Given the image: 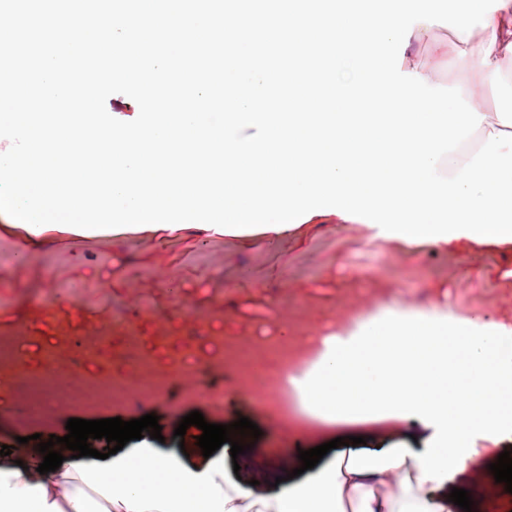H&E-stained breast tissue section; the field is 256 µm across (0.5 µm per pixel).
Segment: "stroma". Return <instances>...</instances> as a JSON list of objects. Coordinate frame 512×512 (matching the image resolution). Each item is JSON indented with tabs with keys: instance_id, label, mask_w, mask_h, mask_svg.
I'll list each match as a JSON object with an SVG mask.
<instances>
[{
	"instance_id": "stroma-1",
	"label": "stroma",
	"mask_w": 512,
	"mask_h": 512,
	"mask_svg": "<svg viewBox=\"0 0 512 512\" xmlns=\"http://www.w3.org/2000/svg\"><path fill=\"white\" fill-rule=\"evenodd\" d=\"M406 61L432 86L459 89L490 123L496 122L504 96L512 94V61L500 62L495 73H487L485 63L471 56L455 28L445 23H428L425 34L407 48ZM43 235L55 245L37 259L42 281L54 291L67 289L80 296L88 320L105 312L100 283L112 276L125 281L118 301L133 294L150 300L155 316L138 322L137 334L158 367L171 363L185 336H196L202 355L214 358L223 354L227 340L281 334L283 326L267 319L274 311H287L289 321L300 319L314 328L340 327L359 304L372 303L385 314L400 303H416L425 293L430 298L428 313L452 318L479 314L512 324V267L503 261L502 249L476 246L456 253L410 248L383 239L375 227L357 221L322 218L274 243L250 247L198 227L162 240L133 233L81 238L52 228ZM184 302L190 303L192 316L177 315L176 305ZM157 319L170 324L164 346L153 339ZM194 411L215 424L247 417L261 430L257 448L275 451L288 443L281 428L271 427L263 402L240 398L229 389L218 409L190 395L179 402L163 400L121 410L78 406L72 416L129 421L156 414L165 439L161 449L173 452L179 448L175 428ZM67 419L62 415L24 421L13 405L0 407V442L11 444L16 437L36 433L65 436Z\"/></svg>"
}]
</instances>
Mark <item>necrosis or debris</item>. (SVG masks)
Returning <instances> with one entry per match:
<instances>
[{"mask_svg": "<svg viewBox=\"0 0 512 512\" xmlns=\"http://www.w3.org/2000/svg\"><path fill=\"white\" fill-rule=\"evenodd\" d=\"M108 309L114 336H84L77 342L64 337L38 369L14 357L16 336L0 340V366L14 373L10 391L20 417L56 414L75 400L97 407L119 408L171 399V377L155 375L144 355L142 341L128 333L133 324L151 315V308L142 305L133 310L125 304L112 303ZM90 347L105 358L99 371L89 377L75 378L71 385H62L59 374L71 370L76 362V349ZM317 351L316 337L311 336L309 327L303 326L291 339L265 336L225 343L224 356L218 365L195 360L187 363L186 368L197 375L210 372L222 375L242 395L260 397L289 429H315L318 420L304 409L289 379L307 370Z\"/></svg>", "mask_w": 512, "mask_h": 512, "instance_id": "4bbe7bcc", "label": "necrosis or debris"}]
</instances>
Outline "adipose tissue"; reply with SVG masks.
<instances>
[{
    "instance_id": "ef3b65f1",
    "label": "adipose tissue",
    "mask_w": 512,
    "mask_h": 512,
    "mask_svg": "<svg viewBox=\"0 0 512 512\" xmlns=\"http://www.w3.org/2000/svg\"><path fill=\"white\" fill-rule=\"evenodd\" d=\"M486 41L457 37L472 55L512 60V0H476ZM308 411L360 429L399 421L337 448L302 477L265 494L226 475L227 455L203 457L195 436L181 453L148 442L107 459H66L40 474L43 456L16 448L0 467V512H460L448 482L512 447V326L479 316L448 319L403 304L351 336L323 338L309 370L292 377Z\"/></svg>"
}]
</instances>
